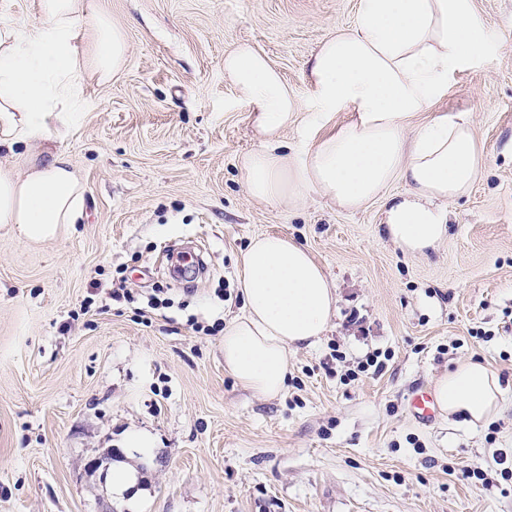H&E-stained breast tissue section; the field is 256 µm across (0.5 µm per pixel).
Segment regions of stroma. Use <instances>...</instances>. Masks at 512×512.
<instances>
[{"mask_svg": "<svg viewBox=\"0 0 512 512\" xmlns=\"http://www.w3.org/2000/svg\"><path fill=\"white\" fill-rule=\"evenodd\" d=\"M357 8L90 0L128 51L120 75L88 83L59 144L86 189L82 222L40 244L0 229V512H512V0H475L494 47L417 118L467 113L486 160L435 251L394 246L381 201L348 213L310 189L294 207L258 203L237 168L258 142L225 52L250 44L282 73L304 103L283 139L303 152L350 118L322 119L307 73ZM261 233L303 246L337 297L274 399L225 372L223 335L187 323L242 314V259ZM118 272L134 302L107 301ZM157 289L167 306L144 320ZM375 352L383 369L347 382ZM468 358L500 375L503 411L417 423L410 391ZM134 433L153 445L130 457ZM124 462L131 506L112 493ZM472 463L484 480L462 477Z\"/></svg>", "mask_w": 512, "mask_h": 512, "instance_id": "1", "label": "stroma"}]
</instances>
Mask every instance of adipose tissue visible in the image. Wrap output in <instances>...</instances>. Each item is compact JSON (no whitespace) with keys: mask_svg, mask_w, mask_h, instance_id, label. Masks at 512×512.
<instances>
[{"mask_svg":"<svg viewBox=\"0 0 512 512\" xmlns=\"http://www.w3.org/2000/svg\"><path fill=\"white\" fill-rule=\"evenodd\" d=\"M88 9L87 0H40L44 25L35 33L0 21V152L24 160L19 173L0 164V227L34 242L82 219L85 187L55 142L70 134L87 82H107L126 64L123 29L104 16L88 21ZM85 39L91 52L78 47ZM489 44L474 0H359L354 22L321 44L307 76L322 116L350 118L301 153L281 141L300 99L252 46L227 51L224 76L260 143L238 159L247 194L294 205L314 188L346 211L379 199L396 246L436 249L450 203L479 180L485 157L466 114L414 120ZM397 181L404 191L387 194ZM239 284L244 311L224 329V368L245 389L274 398L286 388L293 350L325 332L336 293L306 249L280 235L250 241ZM434 395L443 415L474 426L499 413L504 389L494 370L468 359L436 379Z\"/></svg>","mask_w":512,"mask_h":512,"instance_id":"obj_1","label":"adipose tissue"}]
</instances>
